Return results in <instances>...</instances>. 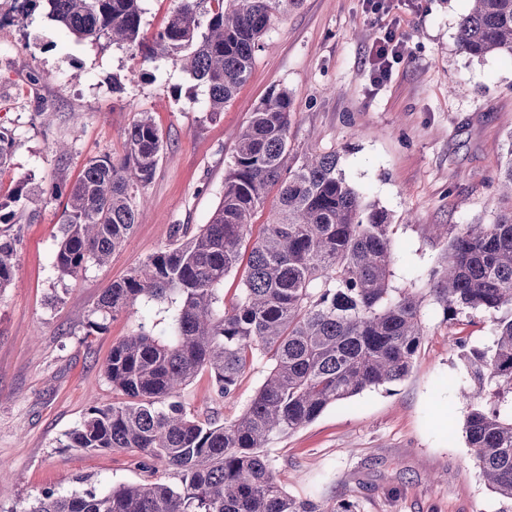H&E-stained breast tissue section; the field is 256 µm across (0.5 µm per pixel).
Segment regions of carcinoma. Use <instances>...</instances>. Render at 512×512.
<instances>
[{
  "instance_id": "obj_1",
  "label": "carcinoma",
  "mask_w": 512,
  "mask_h": 512,
  "mask_svg": "<svg viewBox=\"0 0 512 512\" xmlns=\"http://www.w3.org/2000/svg\"><path fill=\"white\" fill-rule=\"evenodd\" d=\"M23 2L42 8L78 42L105 37L171 59L207 86L206 107L216 115L247 81L272 18L300 0H214L205 14L198 11L203 0H178L148 42L141 37V0ZM470 3L459 51L512 56V0ZM292 119L288 91L270 93L238 136L224 195L208 223L190 237L175 225L170 247L111 283L92 310L88 327L98 332L120 312L136 314L141 298H178L171 326L159 329L142 317L112 344L104 373L116 398L90 406L63 444L133 453L154 479L104 493L46 490L12 512H355L349 503L325 509L289 495L264 448L332 404L407 378L426 336L425 295L392 286L390 214L342 177L336 153L290 158ZM125 140L123 158H94L76 180L62 173L52 185L50 197L67 198L53 261L63 275L105 262L136 224L139 188L155 175L164 141L144 114L125 130ZM15 146L12 133L0 128V171L11 165ZM499 180L512 201V133ZM273 185L279 189L273 217L255 236L252 216ZM44 194L25 177L0 201V290L15 274L10 226L33 220L36 211L27 204ZM430 232L445 244L428 289L444 318L460 323L481 311L493 315L491 346L456 341L473 381L461 391L463 431L488 486L512 503V208L451 237L446 224ZM240 268L242 288L228 300L224 278ZM260 358L267 371L233 421L202 417L182 401V389L201 372L209 373L218 397L231 396ZM160 466L174 470V481L156 476Z\"/></svg>"
}]
</instances>
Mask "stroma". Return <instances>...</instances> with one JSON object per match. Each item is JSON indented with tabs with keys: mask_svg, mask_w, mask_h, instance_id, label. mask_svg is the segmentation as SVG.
<instances>
[{
	"mask_svg": "<svg viewBox=\"0 0 512 512\" xmlns=\"http://www.w3.org/2000/svg\"><path fill=\"white\" fill-rule=\"evenodd\" d=\"M469 7V0H390L374 14L365 0H301L273 18L249 79L212 117L207 87L172 60H146L104 39L76 42L43 11L0 0V126L16 139L0 198L27 175L48 189L59 166L74 177L92 158H122L124 132L140 113L164 138L155 176L140 191L138 222L109 262L64 277L54 268L63 198L37 200V221L10 228L18 246L14 283L0 291V512L47 489L105 491L145 479L128 453L62 445L91 404L111 403L103 363L138 320L121 313L95 333L87 323L104 288L169 246L173 225L208 222L237 137L270 92L291 97L293 153L336 152L346 181L391 214L394 287L428 290L444 252L430 225L454 232L494 222L504 206L499 163L512 134V56L459 51L458 23ZM389 28L406 50L376 85L370 52ZM60 143L69 146L63 159ZM423 312L426 336L408 378L331 405L267 445L290 495L351 502L356 512H504L466 445L456 390L469 377L455 341L491 344L492 317L452 325L429 301ZM265 371L256 361L226 399L199 376L183 399L197 413L234 420Z\"/></svg>",
	"mask_w": 512,
	"mask_h": 512,
	"instance_id": "stroma-1",
	"label": "stroma"
}]
</instances>
